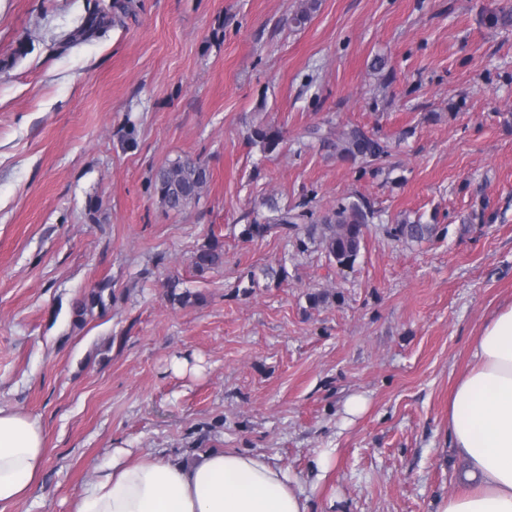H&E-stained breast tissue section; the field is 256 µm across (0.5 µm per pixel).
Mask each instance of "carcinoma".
Listing matches in <instances>:
<instances>
[{"label":"carcinoma","instance_id":"obj_1","mask_svg":"<svg viewBox=\"0 0 512 512\" xmlns=\"http://www.w3.org/2000/svg\"><path fill=\"white\" fill-rule=\"evenodd\" d=\"M307 135L336 151V157L341 160L360 159L374 163L390 154L387 141L374 133H367L357 125L313 126L307 130ZM247 140L252 144H261L265 152L272 153L278 148L281 135L273 127H257L251 130ZM210 177L211 173L203 161L185 156L158 168L149 186L167 210L181 212L199 200ZM273 211L275 215L262 223L252 220L245 226L242 235L252 239L263 237L273 229L285 232L291 230L298 250L306 251L310 242L317 245L340 272L353 268L361 250L365 229L374 218V210L367 201L341 202L323 216L319 224L313 222L312 213L304 209L282 210L275 207ZM434 231L433 224L403 221L391 228L389 234L397 240L422 242L429 239ZM223 256L222 245L213 238L193 253L191 265L196 273L203 275L221 264ZM179 284L180 281L176 279L169 281L167 297L170 303L185 306L198 300V295L180 289ZM103 292L102 288L94 289L76 302L73 307L74 323L84 321L96 309L105 311Z\"/></svg>","mask_w":512,"mask_h":512}]
</instances>
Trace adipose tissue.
<instances>
[{"label":"adipose tissue","instance_id":"ef3b65f1","mask_svg":"<svg viewBox=\"0 0 512 512\" xmlns=\"http://www.w3.org/2000/svg\"><path fill=\"white\" fill-rule=\"evenodd\" d=\"M448 432L469 481L438 498L435 512H512V304L478 336L448 399ZM45 458L41 424L0 407V506L35 488ZM73 512H310V496L298 477L247 452L215 450L184 464L117 448Z\"/></svg>","mask_w":512,"mask_h":512}]
</instances>
